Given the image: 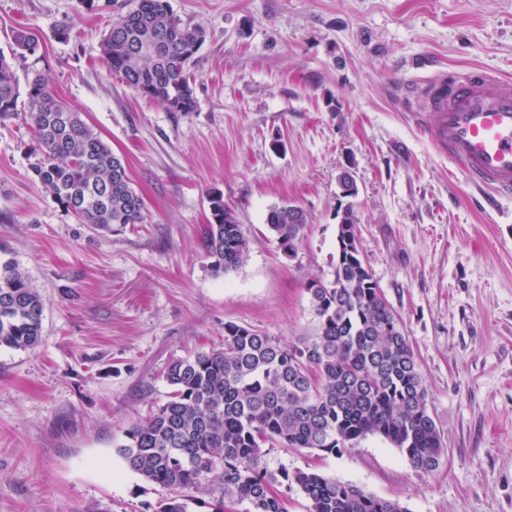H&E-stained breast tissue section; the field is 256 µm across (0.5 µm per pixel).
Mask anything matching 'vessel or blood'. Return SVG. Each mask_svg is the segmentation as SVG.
I'll return each instance as SVG.
<instances>
[{
    "label": "vessel or blood",
    "instance_id": "1",
    "mask_svg": "<svg viewBox=\"0 0 512 512\" xmlns=\"http://www.w3.org/2000/svg\"><path fill=\"white\" fill-rule=\"evenodd\" d=\"M419 90L433 111L412 113L438 154L457 164L487 204L512 198V79L438 71Z\"/></svg>",
    "mask_w": 512,
    "mask_h": 512
}]
</instances>
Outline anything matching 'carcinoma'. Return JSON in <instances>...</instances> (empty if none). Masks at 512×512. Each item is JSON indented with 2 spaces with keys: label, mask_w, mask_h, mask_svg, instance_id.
I'll return each mask as SVG.
<instances>
[{
  "label": "carcinoma",
  "mask_w": 512,
  "mask_h": 512,
  "mask_svg": "<svg viewBox=\"0 0 512 512\" xmlns=\"http://www.w3.org/2000/svg\"><path fill=\"white\" fill-rule=\"evenodd\" d=\"M206 39L173 14L168 0H135L112 19L102 55L112 72L138 94L171 112L196 109L188 64ZM38 38L14 35L12 54H33ZM20 92L11 59L0 51V123L18 117ZM25 119L41 159L34 171L45 190L80 224L112 231L141 224L146 203L130 185L123 160L63 101L46 71L26 84ZM211 220L203 238L216 276L243 266L250 256L249 229L210 196ZM266 224L292 251L303 239L306 212L283 204ZM333 279L306 289L312 331L284 344L260 331L227 324L224 348L198 351L168 364V400L125 431L123 459L145 481L171 491L155 512H189L192 490L210 498L211 512L226 503L244 512H288L275 485L297 488L308 512H408L387 499L316 470L272 472L265 446L338 455L369 436L398 448L419 471H436L444 455L441 433L429 411V391L396 311L364 262L352 207L336 227ZM45 300L13 259H0V346L35 348Z\"/></svg>",
  "instance_id": "1"
}]
</instances>
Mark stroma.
Returning <instances> with one entry per match:
<instances>
[{
    "label": "stroma",
    "instance_id": "stroma-1",
    "mask_svg": "<svg viewBox=\"0 0 512 512\" xmlns=\"http://www.w3.org/2000/svg\"><path fill=\"white\" fill-rule=\"evenodd\" d=\"M206 40L189 64L197 108L171 112L101 56L134 0H0V51L21 29L119 155L147 206L98 232L35 177L30 125H0V256L45 299L40 344L0 347V512H154L167 489L118 448L164 403L167 364L222 348L233 323L296 342L305 283L336 264L337 178L351 168L362 257L396 310L445 455L430 474L369 437L339 455L270 448L269 470L316 469L408 512H512V199L498 209L435 153L400 89L445 68L512 76V0H168ZM219 191L251 231L247 263L209 269L201 240ZM306 234L285 255L266 226L282 202Z\"/></svg>",
    "mask_w": 512,
    "mask_h": 512
}]
</instances>
